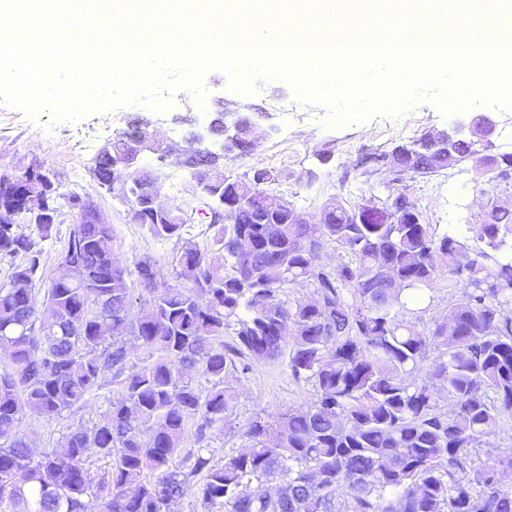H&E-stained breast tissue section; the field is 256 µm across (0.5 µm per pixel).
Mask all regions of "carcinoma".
<instances>
[{
  "label": "carcinoma",
  "mask_w": 512,
  "mask_h": 512,
  "mask_svg": "<svg viewBox=\"0 0 512 512\" xmlns=\"http://www.w3.org/2000/svg\"><path fill=\"white\" fill-rule=\"evenodd\" d=\"M136 127L99 151L98 179L117 178ZM409 147L411 172L448 169L430 140ZM190 166L206 197L223 190L229 220H212V244L184 250L176 286L156 291L151 259H139L151 298L136 312L112 225L80 195L67 199L73 223L37 306L61 205L49 193L42 221L23 210L16 186L0 183V260L13 266L0 287V512H94L104 496L108 512H169L191 491L207 512H512V455L474 452L512 420V210L492 195L484 222L440 237L418 211L412 223L356 224L357 207L337 200L320 223L290 224L296 205L274 191V171L234 178L220 159L194 155ZM145 182L156 201L132 206L134 220L156 238L180 237L186 220L157 200L152 176L131 180ZM21 214L31 231L19 229ZM332 244L348 260L331 270L321 259ZM443 271L464 291L424 334L415 325L424 289ZM299 283L309 299L285 304L281 293ZM228 330L238 344L218 342ZM135 343L158 356L131 365ZM285 352L293 378L315 389L310 405L250 422L253 447L222 464L207 448L182 452L186 421L198 419L200 443L232 416L226 377ZM426 363L429 380L419 382ZM108 373L123 392L104 418L76 425L63 453L34 456L26 413L80 408ZM93 457L116 463L95 474ZM255 481L281 485L256 493Z\"/></svg>",
  "instance_id": "carcinoma-1"
}]
</instances>
